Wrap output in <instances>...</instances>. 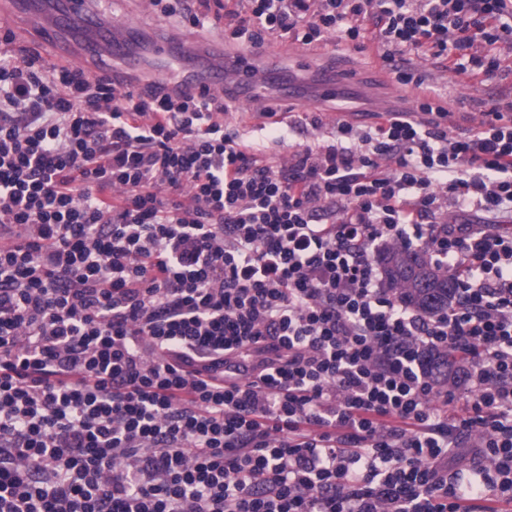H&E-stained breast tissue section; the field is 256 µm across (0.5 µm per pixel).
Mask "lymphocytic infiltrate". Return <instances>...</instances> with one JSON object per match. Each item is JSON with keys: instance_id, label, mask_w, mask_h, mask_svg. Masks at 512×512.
<instances>
[{"instance_id": "lymphocytic-infiltrate-1", "label": "lymphocytic infiltrate", "mask_w": 512, "mask_h": 512, "mask_svg": "<svg viewBox=\"0 0 512 512\" xmlns=\"http://www.w3.org/2000/svg\"><path fill=\"white\" fill-rule=\"evenodd\" d=\"M150 3L195 28L220 9L253 46L374 40L431 99L269 161L223 96L1 36L0 512L512 502V101L449 136L413 67L505 72L507 0ZM386 243L447 268L446 312L383 288Z\"/></svg>"}]
</instances>
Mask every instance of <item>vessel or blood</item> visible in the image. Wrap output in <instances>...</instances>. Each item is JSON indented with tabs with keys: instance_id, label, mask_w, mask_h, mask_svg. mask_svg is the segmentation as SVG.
<instances>
[{
	"instance_id": "b4317fda",
	"label": "vessel or blood",
	"mask_w": 512,
	"mask_h": 512,
	"mask_svg": "<svg viewBox=\"0 0 512 512\" xmlns=\"http://www.w3.org/2000/svg\"><path fill=\"white\" fill-rule=\"evenodd\" d=\"M13 22L27 33L42 37L48 57L97 74L109 61L120 64L129 77L145 75L148 64L190 61L193 70L179 78L164 77L169 92L190 86L195 92H220L235 105H250L275 92L284 103L305 102L318 111L327 101L357 97L365 112H396L401 105L395 93L361 75L331 67L310 65L304 75L280 77L261 65L255 52L225 53L223 46L204 35L170 34L148 38L147 52L135 45L134 28L105 20L92 0H15Z\"/></svg>"
}]
</instances>
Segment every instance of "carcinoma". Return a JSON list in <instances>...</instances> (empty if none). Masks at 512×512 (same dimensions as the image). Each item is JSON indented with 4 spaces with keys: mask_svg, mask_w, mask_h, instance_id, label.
Instances as JSON below:
<instances>
[{
    "mask_svg": "<svg viewBox=\"0 0 512 512\" xmlns=\"http://www.w3.org/2000/svg\"><path fill=\"white\" fill-rule=\"evenodd\" d=\"M384 285L395 297L425 313L448 309L454 287L448 272L433 265L421 249L390 245L377 253Z\"/></svg>",
    "mask_w": 512,
    "mask_h": 512,
    "instance_id": "1",
    "label": "carcinoma"
}]
</instances>
